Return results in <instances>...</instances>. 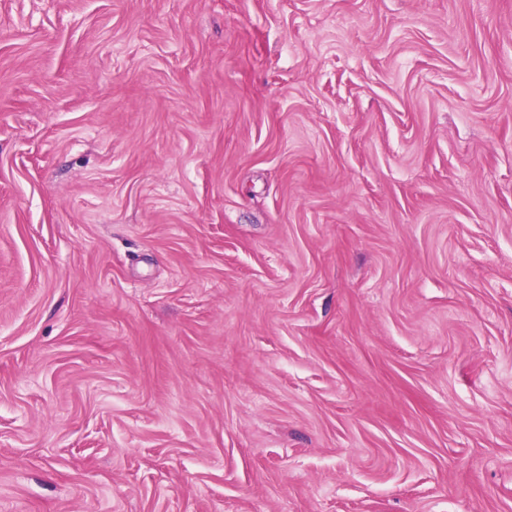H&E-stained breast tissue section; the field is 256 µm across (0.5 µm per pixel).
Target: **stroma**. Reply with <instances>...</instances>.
Segmentation results:
<instances>
[{"mask_svg":"<svg viewBox=\"0 0 512 512\" xmlns=\"http://www.w3.org/2000/svg\"><path fill=\"white\" fill-rule=\"evenodd\" d=\"M0 512H512V0H0Z\"/></svg>","mask_w":512,"mask_h":512,"instance_id":"35a3bbf8","label":"stroma"}]
</instances>
